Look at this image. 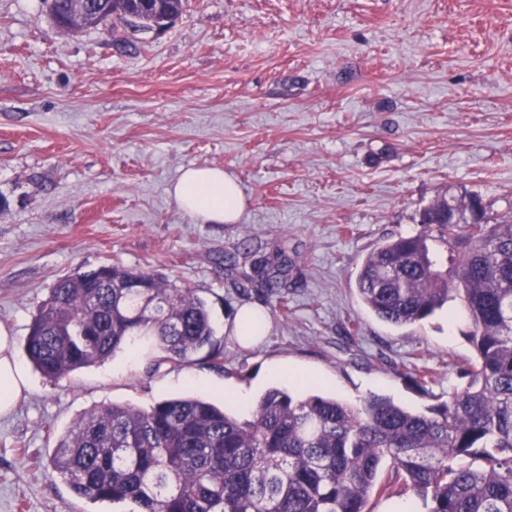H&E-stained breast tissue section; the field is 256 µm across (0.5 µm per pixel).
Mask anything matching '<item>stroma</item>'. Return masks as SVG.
<instances>
[{
	"label": "stroma",
	"mask_w": 512,
	"mask_h": 512,
	"mask_svg": "<svg viewBox=\"0 0 512 512\" xmlns=\"http://www.w3.org/2000/svg\"><path fill=\"white\" fill-rule=\"evenodd\" d=\"M125 34L120 50L107 27L65 32L42 0H0V325L25 340L57 278L116 264L194 289L224 364L200 352L156 372L119 353L59 381L30 371L0 418V512H130L45 468L76 418L113 402L256 400L275 364L353 405L446 401L473 356L468 318L452 303L393 326L360 300L357 273L419 233L449 186L490 217L512 210V0H187L165 30ZM191 165L237 180L238 223L178 209L168 189ZM243 246L287 249V311L249 267H225ZM245 304L269 317L255 346L232 334Z\"/></svg>",
	"instance_id": "stroma-1"
}]
</instances>
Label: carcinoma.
Returning a JSON list of instances; mask_svg holds the SVG:
<instances>
[{"label": "carcinoma", "mask_w": 512, "mask_h": 512, "mask_svg": "<svg viewBox=\"0 0 512 512\" xmlns=\"http://www.w3.org/2000/svg\"><path fill=\"white\" fill-rule=\"evenodd\" d=\"M99 2L44 0L64 31L105 23ZM182 9L183 0H154L140 25L162 27ZM479 199L448 186L420 213L423 231L379 244L356 278L362 302L398 327L462 304L474 357L456 365L463 383L448 400L418 413L383 395L352 405L271 387L248 418L193 395L147 409L112 403L71 423L51 472L80 499L131 502L135 512H371V497L406 491L430 497L429 512H512V215L448 223L474 213ZM246 254L262 286L282 294L286 253ZM213 336L193 289L104 265L53 283L24 351L43 376L60 379L137 341H153L157 369L203 350L221 364Z\"/></svg>", "instance_id": "obj_1"}]
</instances>
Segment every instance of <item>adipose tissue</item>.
Wrapping results in <instances>:
<instances>
[{
  "label": "adipose tissue",
  "instance_id": "1",
  "mask_svg": "<svg viewBox=\"0 0 512 512\" xmlns=\"http://www.w3.org/2000/svg\"><path fill=\"white\" fill-rule=\"evenodd\" d=\"M178 208L201 224H234L245 202L236 180L218 167L184 168L169 189ZM30 388L12 331L0 325V417L13 412Z\"/></svg>",
  "mask_w": 512,
  "mask_h": 512
}]
</instances>
